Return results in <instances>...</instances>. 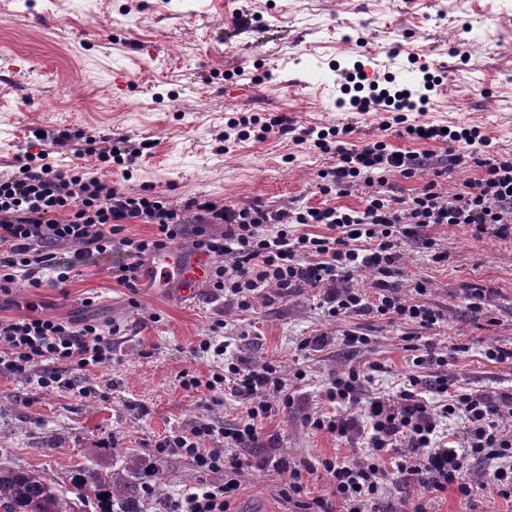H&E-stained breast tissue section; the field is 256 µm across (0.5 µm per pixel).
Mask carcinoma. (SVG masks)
Returning a JSON list of instances; mask_svg holds the SVG:
<instances>
[{"label": "carcinoma", "instance_id": "cac0c4a2", "mask_svg": "<svg viewBox=\"0 0 512 512\" xmlns=\"http://www.w3.org/2000/svg\"><path fill=\"white\" fill-rule=\"evenodd\" d=\"M112 466L90 460L70 473L77 498L90 499L95 512H154L157 503L150 494L163 479L149 459L128 454L112 443ZM121 471H114L115 467ZM0 509L4 512H75L73 503L39 473L0 463Z\"/></svg>", "mask_w": 512, "mask_h": 512}]
</instances>
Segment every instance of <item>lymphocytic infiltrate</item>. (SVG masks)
<instances>
[{
  "mask_svg": "<svg viewBox=\"0 0 512 512\" xmlns=\"http://www.w3.org/2000/svg\"><path fill=\"white\" fill-rule=\"evenodd\" d=\"M393 106L383 129L410 141L444 146L446 165L432 163L427 153L393 148L383 139L350 143L349 125L300 128L283 115L262 119L243 115L229 119L224 131L228 145L252 134L262 140L274 132L291 135L299 144H312L332 160L318 173L319 192L342 195L368 186L359 209L301 206L281 212L193 198L180 210L148 187L130 193L76 167L56 169L48 150L25 153L16 160L17 173L0 179V296L10 295L21 283L41 287L49 276L67 281L73 268L61 264L54 252L64 243L89 253L115 247L129 253L131 262L114 267L112 275L119 284L136 287L141 258L166 250L185 235L184 213L189 210L201 225L195 249L215 258L211 288L236 297L242 307H249L251 298L267 288L285 293L307 286L327 289V312L337 319L373 314L434 328L444 320L442 311L393 292L388 279L399 270L407 246L423 253L434 248V239L424 233L433 224H465L474 237L489 233L512 240V154L495 151L479 128H445L410 120L408 113L415 105L407 94H398ZM51 142L74 144L78 156L97 152L104 163L132 165L144 150L143 144L127 136H86L67 129L53 135ZM468 161L481 169V177L468 182L465 192L439 191L437 178ZM392 174L424 175L428 182L417 196L397 198L385 190ZM131 223L154 225L153 237L126 236ZM213 224L222 225V232L210 233ZM310 224L323 226V233L307 232ZM366 269L374 276L370 289L354 287L355 274ZM115 333V328L90 321L78 324L34 315L0 318V369L23 375L42 389L67 387L69 370L111 362ZM181 385L214 393L227 388L249 404L246 418L235 429L222 432L194 426L154 444L157 451L185 453L198 467L224 473L223 483L163 500V512H224L241 486L238 476L244 462L237 451L259 441L273 403L288 399L286 384L271 366L243 369L231 363L211 379L186 377ZM421 387V379L413 376L397 394L369 401L366 460H323L344 512H367L368 502L384 490L394 472L424 478L437 491L454 484L462 496H470L468 464L480 454L493 462L489 481L502 497L512 498V424L505 423L503 412L481 394L456 390L432 413L419 400ZM451 416L463 417L466 436L462 446L443 448L435 441L438 421ZM220 435L228 448L203 446V438ZM403 441L408 444L404 450L399 447Z\"/></svg>",
  "mask_w": 512,
  "mask_h": 512,
  "instance_id": "f902f5d3",
  "label": "lymphocytic infiltrate"
}]
</instances>
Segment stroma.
I'll list each match as a JSON object with an SVG mask.
<instances>
[{"label": "stroma", "mask_w": 512, "mask_h": 512, "mask_svg": "<svg viewBox=\"0 0 512 512\" xmlns=\"http://www.w3.org/2000/svg\"><path fill=\"white\" fill-rule=\"evenodd\" d=\"M410 93L424 104L411 119L480 127L499 152H512V0H0V177L11 176L17 155L42 148L36 133L57 129L148 140L147 157L132 168L75 157L72 146H51L59 168L82 166L107 185L130 192L152 186L175 208L188 199L274 210L303 205H363L365 187L322 195L316 174L327 155L278 133L265 141L235 142L222 152L218 137L238 113L285 115L296 126L352 124L350 140L385 138L416 152L442 154L441 145L407 141L382 130L385 105L354 112L353 97L374 91ZM445 259L408 248L394 286L410 296L416 282L424 302L445 321L429 330L394 319L327 315L323 290H264L251 308L236 297L201 288L184 299L175 283H161L155 256L142 260L138 287L112 276L129 257L120 249L91 254L57 247L75 274L40 288L18 285L0 299V315L28 312L117 327L112 362L71 374L74 389H41L0 372V463L38 470L67 498L68 475L109 439L150 453L164 481L160 496H175L223 472L201 470L185 455L150 452L155 441L195 425L235 427L246 402L232 391L192 392L182 375L208 378L219 359L195 352L199 337L224 342L228 358L248 369L269 363L288 384V404L274 405L260 441L240 449L250 465L233 512H307L323 500L339 512L325 458L364 455L360 431L365 404L422 378L427 407L444 404L439 379L512 409V363L485 358L488 347H512V242L474 237L470 226L428 227ZM362 326L365 345L342 333ZM432 348L445 366H414L412 351ZM378 371H371V364ZM371 373L352 408L329 402L336 375ZM88 395H79V388ZM348 413L354 428L339 438L315 429L319 413ZM308 462L307 493L289 497L282 463ZM488 460L469 462L475 488L427 492L393 476L369 512H512V501L483 486Z\"/></svg>", "instance_id": "1"}]
</instances>
